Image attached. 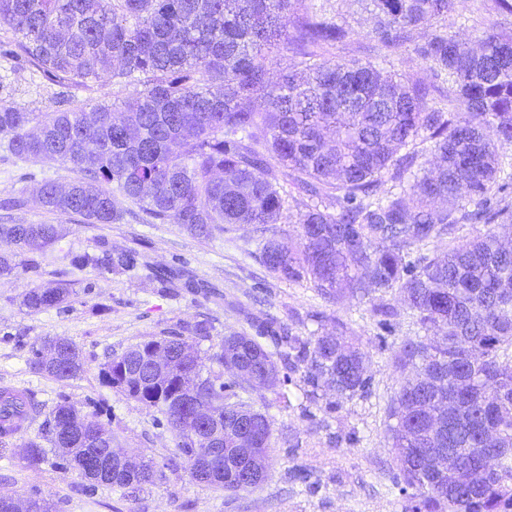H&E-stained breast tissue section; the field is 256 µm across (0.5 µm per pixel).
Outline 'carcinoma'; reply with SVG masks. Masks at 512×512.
I'll return each mask as SVG.
<instances>
[{
  "label": "carcinoma",
  "instance_id": "carcinoma-1",
  "mask_svg": "<svg viewBox=\"0 0 512 512\" xmlns=\"http://www.w3.org/2000/svg\"><path fill=\"white\" fill-rule=\"evenodd\" d=\"M371 35L388 54L409 46L434 79L448 85L460 111L427 102L429 89L407 75L384 74L355 60L325 54L350 34L330 0H0L3 56L24 60L53 84L85 87L110 71L138 95L122 110L98 104L86 113L68 96L54 112H23L0 100V135L18 159L58 162L75 173L65 187L45 183L39 200L49 213L86 224H117L120 195L150 219L177 224L208 238L222 224H254L268 231L296 207L299 247L285 250L276 233L265 239L268 273L303 281L334 301L369 290L403 297L427 332L399 355L415 378L391 399L388 418L398 479L413 490L412 512H512V34L482 31L478 48L448 31L459 0H369ZM428 28L425 40L416 33ZM291 52L288 73L270 80L267 49ZM430 144L432 167L417 165ZM290 171L288 185L276 168ZM459 224H483L482 235L448 246L445 256L412 248L450 236ZM57 224H0V239L21 247L52 246ZM77 267L120 271L133 252H83ZM65 288L30 289L22 304L40 312L62 304ZM285 358L305 365L306 398L332 391L336 405L368 393L371 378L360 353L336 332L280 337ZM187 345L164 376L147 371L162 346ZM62 361L51 367L33 350L32 367L57 380L76 376V346L47 338ZM239 365L238 386H273L272 354L248 336H226L205 356L181 335L141 342L104 363L101 383L162 413L175 433L176 454L196 484L239 490L247 451L224 447V471L211 467L207 448L248 415L251 444L269 448L266 415L224 402L227 359ZM220 367L216 371L213 366ZM194 391L199 404L220 413L201 429L173 408ZM448 402L443 422L457 432L451 447L463 471L444 486L436 480L439 445L424 405ZM34 409L24 396L0 391V436L18 430ZM67 402L47 420L46 440L94 483L140 489L154 483L155 463L127 469L106 459V477L84 464L106 455L116 435ZM47 450L30 440L23 460L41 465Z\"/></svg>",
  "mask_w": 512,
  "mask_h": 512
}]
</instances>
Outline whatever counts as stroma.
<instances>
[{
    "label": "stroma",
    "mask_w": 512,
    "mask_h": 512,
    "mask_svg": "<svg viewBox=\"0 0 512 512\" xmlns=\"http://www.w3.org/2000/svg\"><path fill=\"white\" fill-rule=\"evenodd\" d=\"M335 3L352 33L331 49L332 58L430 78L411 49L385 54L370 35L373 19L360 0ZM489 23L512 33V15L496 13L492 0H460L452 31L468 42ZM58 91L31 65L0 57V99L24 112H51ZM134 93V87L105 73L73 95L90 108L121 103ZM71 178L63 165L20 160L0 150V199L25 200L17 209L0 210V224H58L63 230L62 238L44 249L0 240V254L12 255L17 265L15 274L0 278V389L25 394L39 406L22 432L0 438V494L39 499L55 512H410V495L396 482L387 406L410 375L394 354L423 330L398 294L374 290L362 299L347 295L331 303L305 284L274 278L261 262L264 236L247 224H228L199 238L176 224L129 216L117 224H85L45 211L38 189ZM104 250L135 252L137 263L121 273L71 263L74 254ZM158 268L180 269L185 276L162 282L153 276ZM36 286L65 288L69 297L58 307L32 313L22 296ZM381 304L395 311L387 328L374 313ZM201 322L210 333L193 337L200 352L238 334L275 355L283 333L321 334L345 324L346 340L362 353L372 378L371 392L330 411L325 400L306 399L303 368H290L286 361L279 359V380L272 388L242 389L232 373H225L226 402L250 405L271 423L268 476L238 492L198 486L175 454V434L163 415L103 385L98 372L133 345L186 333ZM49 337L77 347L83 369L75 377L60 381L32 368L33 346ZM63 402L97 412L120 450L152 459L158 470L154 485L135 492L109 485L92 489L78 471L61 468L54 452L39 467H27L24 442L45 436L48 414Z\"/></svg>",
    "instance_id": "35a3bbf8"
}]
</instances>
